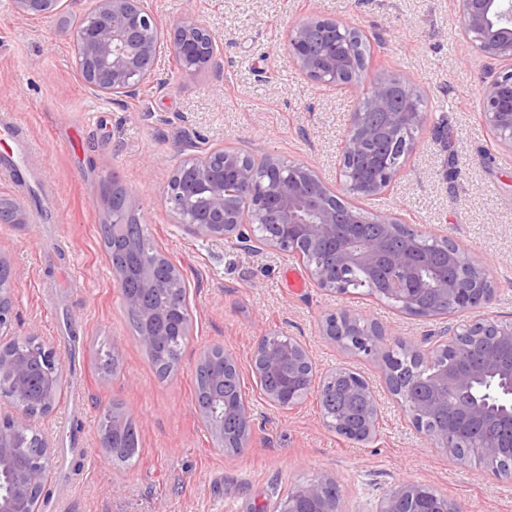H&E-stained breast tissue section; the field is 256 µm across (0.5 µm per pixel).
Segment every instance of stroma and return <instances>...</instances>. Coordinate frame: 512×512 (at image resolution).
I'll return each instance as SVG.
<instances>
[{
  "label": "stroma",
  "mask_w": 512,
  "mask_h": 512,
  "mask_svg": "<svg viewBox=\"0 0 512 512\" xmlns=\"http://www.w3.org/2000/svg\"><path fill=\"white\" fill-rule=\"evenodd\" d=\"M163 24L196 19L223 39L224 67L179 76L173 54L158 61L137 98L90 95L75 63L72 31L91 5L66 0L57 16L25 20L0 0V113H13L32 142L31 173L20 193L0 162V204L20 221L0 223V255L15 283L16 335L36 334L64 374L52 410L34 425L51 440L48 506L39 512H275L294 486L330 474L348 512H373L404 483H423L464 512H512V481L478 461L449 462L412 427L385 384L382 362L343 351L320 332L324 317L347 307L403 337L421 320L384 301L322 291L307 268L263 246L192 235L175 223L163 195L187 155L232 148L314 168L338 185L337 156L363 88L325 94L301 77L282 48L289 22L318 15L370 35V73H407L426 102V120L403 173L384 194L361 200L377 215L400 213L422 233L463 243L495 288L488 315L512 321V150L479 119L488 74L469 60L455 0H146ZM117 182L151 239L184 271L193 332L173 375L159 379L121 302L99 226L103 188ZM53 188L57 219L39 223L34 199ZM306 339L318 371L347 365L375 389L376 439L349 442L329 429L317 390L296 409L269 404L251 377L259 336ZM112 345L120 372L93 366ZM220 346L236 355L255 430L241 454L224 452L196 410V366ZM119 405L139 433V459L117 465L100 448L99 418Z\"/></svg>",
  "instance_id": "obj_1"
}]
</instances>
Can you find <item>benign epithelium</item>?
<instances>
[{
	"instance_id": "1",
	"label": "benign epithelium",
	"mask_w": 512,
	"mask_h": 512,
	"mask_svg": "<svg viewBox=\"0 0 512 512\" xmlns=\"http://www.w3.org/2000/svg\"><path fill=\"white\" fill-rule=\"evenodd\" d=\"M62 0H14L15 12L23 17H53L62 10ZM459 35L474 57L499 70L481 94V118L501 145L512 149V0H458ZM354 41L365 44L359 27L320 16L292 20L283 46L295 69L307 80L322 87H342L367 83V101H358L352 113L342 149L339 176L342 197L310 167L266 159L269 181L258 186L250 157L235 150H216L204 157H185L172 176L163 201L177 223L192 234L231 240L243 246L257 241L253 213L261 227L269 230L263 246L297 258L308 269L317 287L347 295L351 274L359 269L380 273L383 279L366 278L367 293L394 306L399 312L429 319H446L459 312H479L472 321L445 327L419 340L400 338L391 328L368 320L361 313L344 309L328 315L323 332L342 348L373 356L387 346H401L405 354L421 362H448V355L460 350L480 353L481 362L471 368L443 367L420 388L402 382L390 353L383 354L388 385L412 417L416 429L429 443L448 455L454 464L471 458L486 463L498 479L512 477V448L500 446L502 434L512 437V361L485 348L493 338L512 345V323L484 314L494 297L486 268L469 250L457 243L448 245V261L461 274L448 278V267L423 273L422 256L416 250L420 232L402 221L400 215H365L358 201L389 190L414 150L409 143L398 155L385 154L378 144L396 133L417 130L424 123L421 95L413 80L404 74L368 76L366 57L354 59L344 47L317 53L309 49L312 37ZM76 63L84 86L95 95L114 100L134 98L150 81L164 40H170L180 60L179 72L193 79L200 72L221 70L220 41L206 24L183 19L167 31L145 8L143 0H92L72 32ZM367 155L369 172L352 176V165ZM203 194L207 207L198 218H187L184 199ZM369 222L382 224L379 237L342 231L344 227ZM175 283H183L176 264L160 257L153 267L138 270V288L122 295L123 304L139 312L143 327L139 344L151 351L169 335L168 306H155L148 297L156 287L160 271ZM13 281L0 279V403L13 412L0 417V512H37V503L49 467L51 452L47 436L39 435L32 452L25 441L33 430L32 419L53 408L62 384V366L53 348L39 336L29 335V350L18 352L8 337L15 318ZM251 372L264 397L282 409L297 406L313 380V362L304 344L290 336L278 339L266 332L254 348ZM239 375L232 353L224 352V373L211 375L206 403L198 411L209 425L218 445L243 452L254 433L250 411L239 402L224 397V383ZM487 375L501 378L508 403L496 405L473 394L474 383ZM458 398L454 411L465 420L482 426L483 436L470 439L448 422V389ZM320 392L332 401L334 410L326 424L337 435L356 444L373 439L378 429V403L367 381L346 367L327 375ZM336 485L329 475L297 485L281 502L279 512H345L342 498L326 497ZM376 512H463L455 501L422 483H405L379 501Z\"/></svg>"
}]
</instances>
